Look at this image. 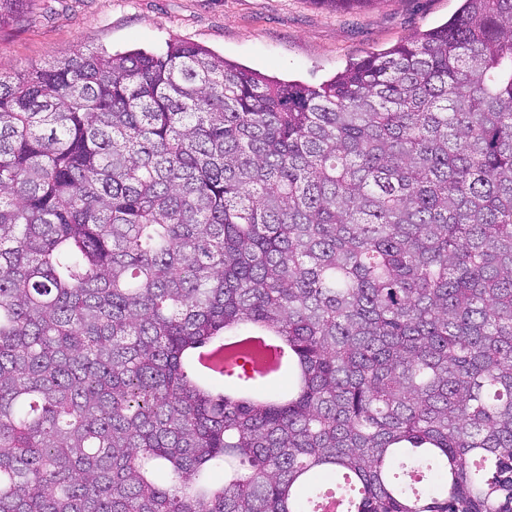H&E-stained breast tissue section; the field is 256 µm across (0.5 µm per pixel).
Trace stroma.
<instances>
[{
	"mask_svg": "<svg viewBox=\"0 0 512 512\" xmlns=\"http://www.w3.org/2000/svg\"><path fill=\"white\" fill-rule=\"evenodd\" d=\"M461 0H369L334 9L319 0H34L0 27V69L45 67L76 50L163 52L198 44L281 81L319 85L367 53L446 22Z\"/></svg>",
	"mask_w": 512,
	"mask_h": 512,
	"instance_id": "1",
	"label": "stroma"
}]
</instances>
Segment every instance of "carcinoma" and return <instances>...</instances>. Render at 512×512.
<instances>
[{
    "mask_svg": "<svg viewBox=\"0 0 512 512\" xmlns=\"http://www.w3.org/2000/svg\"><path fill=\"white\" fill-rule=\"evenodd\" d=\"M262 334L286 394L192 366ZM330 498L512 512V0L318 86L180 39L0 71V512Z\"/></svg>",
    "mask_w": 512,
    "mask_h": 512,
    "instance_id": "cac0c4a2",
    "label": "carcinoma"
}]
</instances>
